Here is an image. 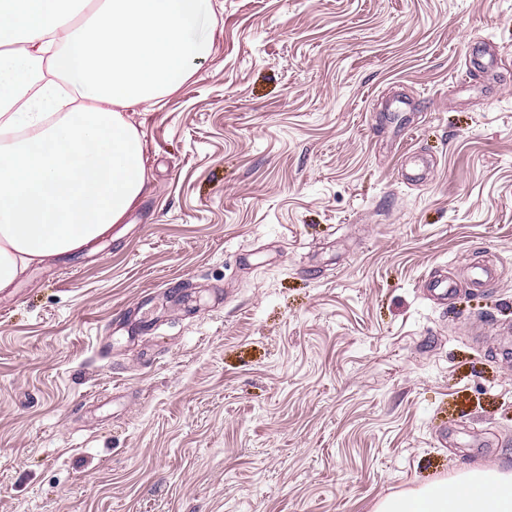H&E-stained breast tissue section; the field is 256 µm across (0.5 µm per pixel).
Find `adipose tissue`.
<instances>
[{"mask_svg":"<svg viewBox=\"0 0 512 512\" xmlns=\"http://www.w3.org/2000/svg\"><path fill=\"white\" fill-rule=\"evenodd\" d=\"M0 0V291L110 233L146 179L132 109L181 89L207 51L210 0ZM374 512H512V469L474 468Z\"/></svg>","mask_w":512,"mask_h":512,"instance_id":"1","label":"adipose tissue"}]
</instances>
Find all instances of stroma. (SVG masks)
Here are the masks:
<instances>
[{
  "mask_svg": "<svg viewBox=\"0 0 512 512\" xmlns=\"http://www.w3.org/2000/svg\"><path fill=\"white\" fill-rule=\"evenodd\" d=\"M211 2L122 224L0 293V512H372L512 464V72L465 67L512 0Z\"/></svg>",
  "mask_w": 512,
  "mask_h": 512,
  "instance_id": "35a3bbf8",
  "label": "stroma"
}]
</instances>
